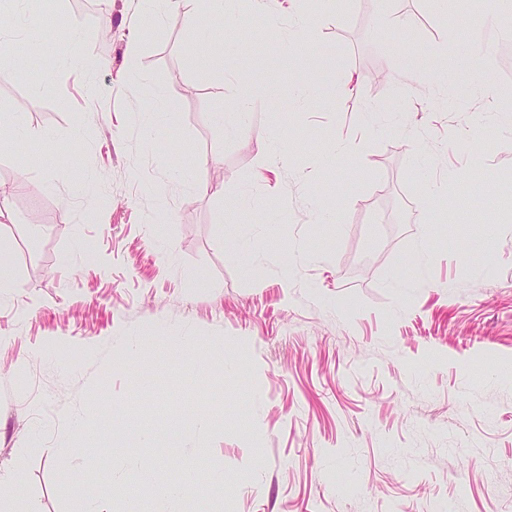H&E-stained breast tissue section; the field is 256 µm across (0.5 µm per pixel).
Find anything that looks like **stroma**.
<instances>
[{
  "mask_svg": "<svg viewBox=\"0 0 512 512\" xmlns=\"http://www.w3.org/2000/svg\"><path fill=\"white\" fill-rule=\"evenodd\" d=\"M290 5L205 13L203 67L180 10L0 11V186L27 184L0 218V479L22 512H153L128 456L206 473L181 512H512V0H298L291 50ZM455 34L470 66L440 91Z\"/></svg>",
  "mask_w": 512,
  "mask_h": 512,
  "instance_id": "35a3bbf8",
  "label": "stroma"
}]
</instances>
